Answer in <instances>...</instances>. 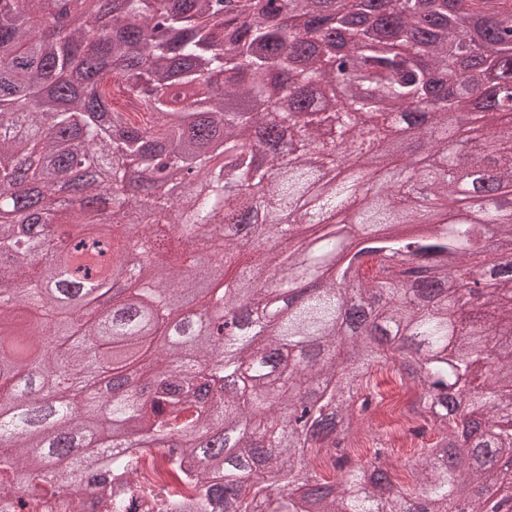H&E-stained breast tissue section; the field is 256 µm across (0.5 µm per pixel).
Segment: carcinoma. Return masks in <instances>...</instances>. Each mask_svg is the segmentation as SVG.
<instances>
[{
	"mask_svg": "<svg viewBox=\"0 0 512 512\" xmlns=\"http://www.w3.org/2000/svg\"><path fill=\"white\" fill-rule=\"evenodd\" d=\"M0 0V288L23 284L19 304L0 309V350L26 360L43 336L59 337L35 374L0 364V500L12 512L83 507L130 512L157 494L134 481L143 453L157 450L171 484L162 512H455L450 448L512 453V419L474 440L472 425L512 409V200L475 218L448 212L458 186L449 148L466 147L475 180L512 189V119L489 114L464 136L457 108L481 94L512 102V18L503 0ZM139 102L141 119L108 105L112 85ZM187 90L174 96L171 89ZM369 113L359 129L352 114ZM420 127L421 159L405 175L383 170L373 202L347 231L326 216L357 193L354 176H329L352 153L361 164L390 148L392 127ZM202 176L174 200L152 184ZM445 206L426 221L411 182ZM75 190L86 203L57 215L58 240L39 239L38 202L26 184ZM108 216L89 210L103 195ZM162 239L141 255L142 288L116 296L110 313L81 316L47 288L56 268L36 260L57 244L67 268L116 287L127 234ZM496 237L502 250L488 245ZM195 240L190 262L164 249ZM378 256L384 272L367 275ZM214 310L267 313V335L223 341L198 333L199 316L176 313L222 271ZM288 266L286 281L259 282ZM317 277L314 291L283 307L276 288ZM484 283L491 322L459 312ZM97 338L94 345L85 336ZM346 341V361L326 355ZM149 357L140 392L54 405L53 375L90 377ZM413 386L421 448L410 479L385 443L350 457L353 430L376 396L371 371L388 362ZM308 396L302 432L291 407ZM255 419L252 434L235 432ZM333 470L327 479L314 464ZM480 486L512 493V473L482 464ZM29 488V494L17 491Z\"/></svg>",
	"mask_w": 512,
	"mask_h": 512,
	"instance_id": "carcinoma-1",
	"label": "carcinoma"
}]
</instances>
